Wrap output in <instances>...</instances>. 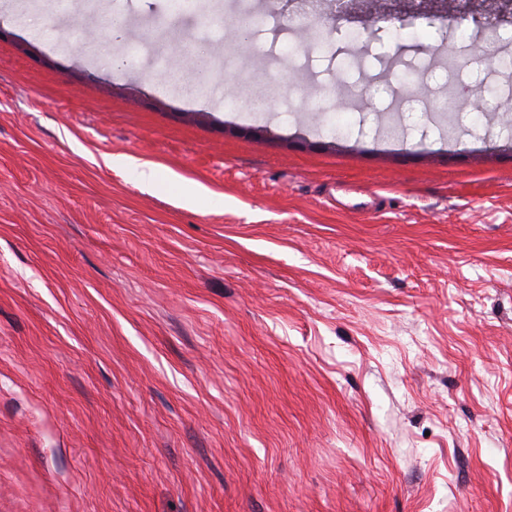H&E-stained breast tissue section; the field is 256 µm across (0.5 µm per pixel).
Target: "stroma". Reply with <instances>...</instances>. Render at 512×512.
Masks as SVG:
<instances>
[{
    "instance_id": "obj_1",
    "label": "stroma",
    "mask_w": 512,
    "mask_h": 512,
    "mask_svg": "<svg viewBox=\"0 0 512 512\" xmlns=\"http://www.w3.org/2000/svg\"><path fill=\"white\" fill-rule=\"evenodd\" d=\"M251 2L0 0V512H512V14Z\"/></svg>"
}]
</instances>
